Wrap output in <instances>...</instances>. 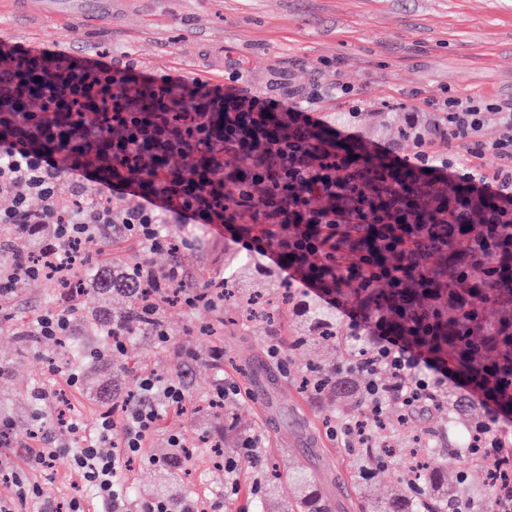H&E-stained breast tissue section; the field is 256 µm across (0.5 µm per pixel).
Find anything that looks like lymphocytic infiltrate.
Masks as SVG:
<instances>
[{
    "label": "lymphocytic infiltrate",
    "instance_id": "f902f5d3",
    "mask_svg": "<svg viewBox=\"0 0 512 512\" xmlns=\"http://www.w3.org/2000/svg\"><path fill=\"white\" fill-rule=\"evenodd\" d=\"M320 60L303 85L277 79L256 94L239 88V69L224 70L223 83L136 73L130 63L84 61L65 54L32 53L0 43V224L24 233L47 225L51 244L40 260L14 254L0 272V304L19 282L73 270V243L93 244L112 226L144 250L169 247L167 224H206L246 248L274 256L291 288H305L343 310L349 319V359L339 376L363 375L376 397L371 412L388 403L404 410L447 389L453 375L431 342L433 322L406 327L386 314L369 316L340 291L382 294L387 307L406 315L404 290L441 294L445 283L423 261L419 244H462L459 276L466 293L449 300L463 316L475 310L485 289L512 282V97L487 99L412 92L402 107L429 114L427 123L403 128L409 154L361 134L364 113L393 110L390 101L365 100L343 80L328 84L332 68ZM325 99L343 101L344 125L313 115ZM107 112L109 129L88 122ZM499 113L494 140L483 137L486 112ZM494 156L487 165L486 156ZM184 157V165L173 157ZM72 175L69 194L60 180ZM40 200L33 208L32 200ZM392 384L381 388L378 372ZM135 395L120 413H106L95 427L75 417L59 420L78 447L47 448L39 432L21 442L41 470L67 461L83 485L94 489L108 512H128L123 470L143 456L161 410L182 411L181 382L156 372L138 374ZM487 409L471 427L472 445L502 451L498 408L486 378L464 382ZM13 490L0 512H87L82 497L43 510L38 485L0 469Z\"/></svg>",
    "mask_w": 512,
    "mask_h": 512
}]
</instances>
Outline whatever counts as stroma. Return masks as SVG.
<instances>
[{
	"label": "stroma",
	"instance_id": "obj_1",
	"mask_svg": "<svg viewBox=\"0 0 512 512\" xmlns=\"http://www.w3.org/2000/svg\"><path fill=\"white\" fill-rule=\"evenodd\" d=\"M0 42L29 49L97 58L128 54L139 71L157 76L179 69L203 78L224 77V56L239 61L246 85L265 92L278 67L292 62L297 83L308 82L320 60L338 61L346 79L367 100H406L422 89L438 95L448 88L462 96L512 95V0H0ZM408 112H370L365 136L399 142ZM176 245L143 250L131 241L99 243L93 259L124 256L130 261L177 268L188 287L228 276L225 251L243 253L242 244L226 239L216 228L195 224L165 227ZM63 299L46 280H31L13 302L0 309V418L18 430L41 429L47 445L61 438L56 430L57 403L37 404L31 391L49 385L66 395L85 427H94L107 404L92 389L94 380L111 377L107 363L73 361L70 368L49 362L54 341L30 336L36 318ZM161 316L169 341L135 335L127 341L129 359L115 382L114 401L121 404L137 374L152 370L165 377H183L186 409L163 413L149 438L146 460L135 461L127 473L132 502L154 498L164 472L159 459L169 452L168 438L193 439L204 434L223 437L225 419L238 432L261 437L263 453L282 461L301 460L328 487L336 512H355L356 489L343 442L326 425L336 404L315 400L298 380L309 363L329 368L340 356L331 342L317 339L288 362L272 359L273 328L243 326L234 335L212 340L200 326L216 322L206 306H163ZM237 382L247 398L224 405L223 415L206 413L217 384ZM261 386L264 401L251 398ZM0 466L19 470L39 485L41 498L60 503L83 495L89 512L99 503L91 490H77L76 474L65 465L33 469L23 451L0 445Z\"/></svg>",
	"mask_w": 512,
	"mask_h": 512
}]
</instances>
